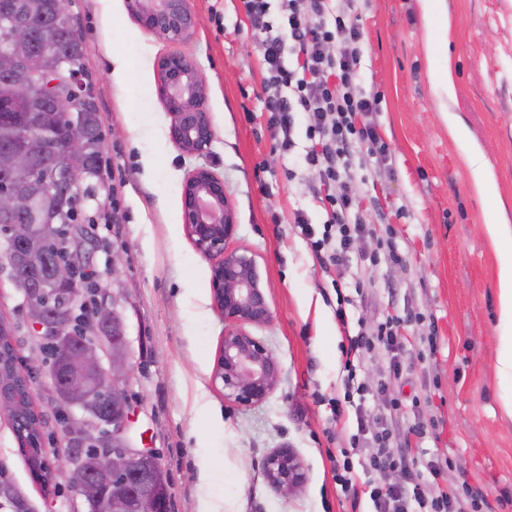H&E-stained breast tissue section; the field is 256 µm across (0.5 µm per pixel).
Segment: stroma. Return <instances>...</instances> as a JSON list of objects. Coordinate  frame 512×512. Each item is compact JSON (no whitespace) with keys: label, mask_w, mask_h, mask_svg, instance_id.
Masks as SVG:
<instances>
[{"label":"stroma","mask_w":512,"mask_h":512,"mask_svg":"<svg viewBox=\"0 0 512 512\" xmlns=\"http://www.w3.org/2000/svg\"><path fill=\"white\" fill-rule=\"evenodd\" d=\"M446 4L447 40L435 45L426 39L418 0L355 2L368 47L361 83L380 94L377 120L392 156L378 178V204L364 206L373 232L361 246L372 251L388 241L405 258L357 268L364 283L358 293L334 286L335 272L321 266L293 224L299 209L321 223L310 192L318 175L302 161L304 125L296 127L292 153L274 149L259 100V35L239 0H191L196 26L177 43L145 30L126 0H73L104 132L106 188L83 208L105 242L92 264L106 271L112 246L124 252L132 439L160 453L172 512H223L228 498L238 512H372L368 499L353 503L333 470L356 431L344 400L349 341L336 319L341 296L353 322L394 312L412 317L391 393L377 391L388 371L384 350L366 354L359 372L393 454L404 452L411 427H421L413 469L422 480L433 479L430 464L442 463L441 485L468 481L484 492L488 512H512V383L496 368L503 252L485 224L496 201L480 194L465 161L466 151H483L512 223V0ZM172 53L193 60L205 83L214 135L200 156L182 154L169 137L157 62ZM434 70L448 76L446 99L432 88ZM451 119L464 128V141L450 134ZM198 167L223 179L237 217L230 245L254 255L271 311L251 332L277 358L280 377L269 397L250 407L225 398L213 381L224 318L213 304L210 265L182 223L183 184ZM311 302L317 311H308ZM22 304L15 288H0V322L14 328L20 356L39 361L44 342ZM392 396L400 409H388ZM32 399L45 420L44 454L56 458L63 449L48 379L39 380ZM278 451L292 453L306 475L289 494L264 477V459ZM0 465L35 512H85L70 484L42 488L3 415Z\"/></svg>","instance_id":"1"}]
</instances>
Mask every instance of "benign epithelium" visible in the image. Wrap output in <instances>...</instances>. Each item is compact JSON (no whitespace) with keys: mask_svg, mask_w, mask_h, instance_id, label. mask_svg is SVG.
Returning a JSON list of instances; mask_svg holds the SVG:
<instances>
[{"mask_svg":"<svg viewBox=\"0 0 512 512\" xmlns=\"http://www.w3.org/2000/svg\"><path fill=\"white\" fill-rule=\"evenodd\" d=\"M126 4L146 30L168 42L183 40L196 26L190 0H126ZM29 31L25 22L0 23V73L12 77L13 94L63 113L66 149L60 165L40 171L33 167L32 157L47 134L32 133L29 149L12 160L13 169L25 172L26 180L13 176L0 182V222L45 203L52 207L60 227L69 220L66 207L53 191L61 181L78 175L90 148L83 118L75 111L87 91L86 73L61 59L52 80L46 81L38 65L23 54ZM159 70L160 93L172 115L171 140L186 155L205 153L213 139V124L196 64L181 54H169L159 60ZM182 220L186 235L210 264L212 298L224 314V340L214 380L222 383L224 397L236 404H258L275 388L280 369L265 343L247 327L266 323L270 309L255 259L228 246L236 232V214L224 181L212 170L197 167L189 173L183 185ZM9 237L30 245L29 252L21 256L9 249L1 251L0 267L9 268V280L23 294L33 331L71 354L80 373L67 380L54 371L49 373L60 408L67 414L62 434L70 448L64 461L50 466L53 476L69 480L84 498L87 512H158L159 492L169 486L167 472L152 449L134 447L129 436L130 363L119 310L122 295H112L110 307L102 301L91 306L87 324L74 331L69 313L47 311L54 298L80 301L82 292L74 288L73 265L59 264L49 283L34 281L30 269L35 250H74L76 240L69 233L38 240L32 224L9 225ZM102 404L109 409L104 418L99 416ZM75 408L84 417H74ZM263 468L270 484L285 493L305 480L300 462L284 451L266 457Z\"/></svg>","mask_w":512,"mask_h":512,"instance_id":"benign-epithelium-1","label":"benign epithelium"}]
</instances>
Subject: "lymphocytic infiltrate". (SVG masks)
<instances>
[{
	"label": "lymphocytic infiltrate",
	"mask_w": 512,
	"mask_h": 512,
	"mask_svg": "<svg viewBox=\"0 0 512 512\" xmlns=\"http://www.w3.org/2000/svg\"><path fill=\"white\" fill-rule=\"evenodd\" d=\"M251 27L261 35L260 50L266 65L263 79V109L276 128L282 151L295 146L297 121H304L308 146L305 165L317 172L313 193L326 218L313 227L307 216L296 213L294 223L308 240L324 268L343 272L351 260L377 265V252L359 246L368 232L363 218L364 192L356 178V160L370 158L376 166L388 168L389 145L375 116L379 97L358 81L363 56V34L348 18L340 0H240ZM279 17H272V6ZM405 317L389 315L372 328H359L349 340L348 361L344 363L345 397L355 400L357 432L352 444L370 445V453L353 464L344 460L336 479L347 483L354 467H362L368 478L361 492L373 505V512H481L485 496L476 490L459 494L454 488L428 490L420 479L410 477L403 484L377 483L376 475L388 470L409 471L407 458L395 457L389 449V430L369 428L364 416L369 388L356 383L353 357L383 346L402 350Z\"/></svg>",
	"instance_id": "obj_1"
}]
</instances>
